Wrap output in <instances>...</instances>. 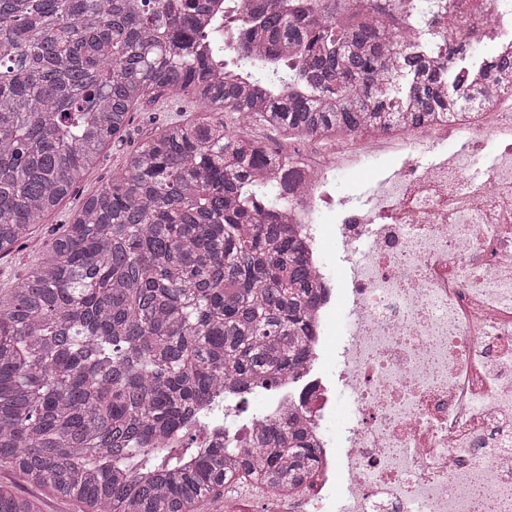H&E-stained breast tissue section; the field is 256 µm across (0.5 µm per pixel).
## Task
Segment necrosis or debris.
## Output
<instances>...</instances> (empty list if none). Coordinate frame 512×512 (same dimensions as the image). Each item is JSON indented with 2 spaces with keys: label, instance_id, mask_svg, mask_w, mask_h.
Here are the masks:
<instances>
[{
  "label": "necrosis or debris",
  "instance_id": "necrosis-or-debris-1",
  "mask_svg": "<svg viewBox=\"0 0 512 512\" xmlns=\"http://www.w3.org/2000/svg\"><path fill=\"white\" fill-rule=\"evenodd\" d=\"M388 2L396 27L419 17L412 39L438 59L462 40L512 49V0H443L431 14L424 0ZM490 144L495 163L472 181ZM293 156L265 177L296 183L278 221L294 225L318 301L307 360L256 418L298 412L317 460L267 512H512V100L334 138L295 167ZM372 165L384 172L375 194L337 209V179ZM330 223L343 245L334 261Z\"/></svg>",
  "mask_w": 512,
  "mask_h": 512
}]
</instances>
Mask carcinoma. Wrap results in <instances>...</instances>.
Segmentation results:
<instances>
[{
	"label": "carcinoma",
	"mask_w": 512,
	"mask_h": 512,
	"mask_svg": "<svg viewBox=\"0 0 512 512\" xmlns=\"http://www.w3.org/2000/svg\"><path fill=\"white\" fill-rule=\"evenodd\" d=\"M266 0L224 81V18L208 0H0V258L121 140L148 92L191 94L171 123L75 212L0 293V463L84 512H197L243 478L271 491L308 474L294 413L205 448L197 432L274 391L307 357L312 271L273 214L276 161L224 112L288 135L420 126L512 90V55L461 48L435 66L341 0ZM288 81L280 95L256 87ZM0 512H36L0 489Z\"/></svg>",
	"instance_id": "cac0c4a2"
}]
</instances>
